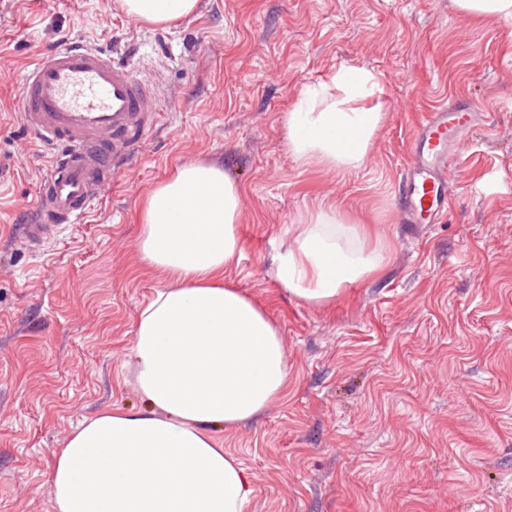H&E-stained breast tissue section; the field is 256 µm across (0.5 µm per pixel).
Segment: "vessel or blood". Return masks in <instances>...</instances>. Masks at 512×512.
I'll use <instances>...</instances> for the list:
<instances>
[{
	"label": "vessel or blood",
	"mask_w": 512,
	"mask_h": 512,
	"mask_svg": "<svg viewBox=\"0 0 512 512\" xmlns=\"http://www.w3.org/2000/svg\"><path fill=\"white\" fill-rule=\"evenodd\" d=\"M161 101L157 85L100 50L65 44L38 54L22 79L20 114L53 156L21 239L40 252L83 223L160 119ZM473 118L454 99L426 114L398 186L403 223L437 222L452 197L448 159Z\"/></svg>",
	"instance_id": "vessel-or-blood-1"
}]
</instances>
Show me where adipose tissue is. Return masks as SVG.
<instances>
[{"mask_svg":"<svg viewBox=\"0 0 512 512\" xmlns=\"http://www.w3.org/2000/svg\"><path fill=\"white\" fill-rule=\"evenodd\" d=\"M140 22L171 26L199 0H120ZM376 76L343 66L303 88L286 120L290 156L329 169L361 167L383 122ZM242 191L217 163L182 165L149 195L137 251L163 281L133 325L135 379L146 407L84 419L48 474L54 512H244L251 479L225 454L217 430L257 418L288 384L279 328L246 292L226 283L242 245ZM273 272L316 304L380 271L382 244L334 207L292 228Z\"/></svg>","mask_w":512,"mask_h":512,"instance_id":"obj_1","label":"adipose tissue"}]
</instances>
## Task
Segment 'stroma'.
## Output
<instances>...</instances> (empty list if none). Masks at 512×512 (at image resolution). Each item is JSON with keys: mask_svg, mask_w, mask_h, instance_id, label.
<instances>
[{"mask_svg": "<svg viewBox=\"0 0 512 512\" xmlns=\"http://www.w3.org/2000/svg\"><path fill=\"white\" fill-rule=\"evenodd\" d=\"M82 42L159 80L163 116L100 210L35 254L11 229L50 153L19 115L37 53ZM377 74L384 123L365 164L295 162L285 117L305 85ZM460 96L478 119L451 162L439 224L396 195L426 113ZM216 162L242 189L240 261L224 272L276 322L288 385L219 438L251 477L246 512H512V20L451 0H200L165 29L119 0H0V512H53L46 477L69 434L140 409L133 320L160 287L136 253L146 196ZM367 223L387 265L316 305L271 256L321 202Z\"/></svg>", "mask_w": 512, "mask_h": 512, "instance_id": "35a3bbf8", "label": "stroma"}]
</instances>
